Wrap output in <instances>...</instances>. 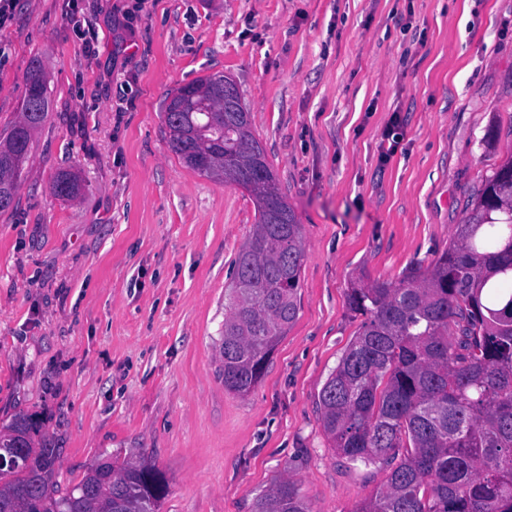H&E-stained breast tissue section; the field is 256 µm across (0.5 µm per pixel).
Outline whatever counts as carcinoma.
Instances as JSON below:
<instances>
[{"label": "carcinoma", "instance_id": "obj_1", "mask_svg": "<svg viewBox=\"0 0 512 512\" xmlns=\"http://www.w3.org/2000/svg\"><path fill=\"white\" fill-rule=\"evenodd\" d=\"M224 76L175 89L165 124L190 168L226 184L250 180L256 224L235 257L225 294L224 389L246 395L299 313L302 225L265 157L250 116L212 112ZM47 81L32 64L22 112L0 135V213L13 209L30 143L49 112ZM79 179L57 174L52 195L72 200ZM363 321L319 394L335 451L391 466L385 488L353 512H512V157L485 180L454 241L424 272L348 289ZM0 512H158L164 476L147 460L109 456L73 486L57 480L56 448L30 423L0 428ZM254 512H308L295 481L279 479Z\"/></svg>", "mask_w": 512, "mask_h": 512}]
</instances>
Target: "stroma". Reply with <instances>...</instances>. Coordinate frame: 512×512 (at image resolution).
<instances>
[{
    "instance_id": "obj_1",
    "label": "stroma",
    "mask_w": 512,
    "mask_h": 512,
    "mask_svg": "<svg viewBox=\"0 0 512 512\" xmlns=\"http://www.w3.org/2000/svg\"><path fill=\"white\" fill-rule=\"evenodd\" d=\"M0 47V131L33 62L52 99L0 215V427L32 418L65 485L145 458L158 512H253L284 475L310 512L383 489L388 467L334 451L318 395L361 323L348 289L427 267L512 156V0H18ZM209 75L237 84L305 245L298 318L243 396L220 345L255 206L163 121ZM62 170L75 200L50 192Z\"/></svg>"
}]
</instances>
